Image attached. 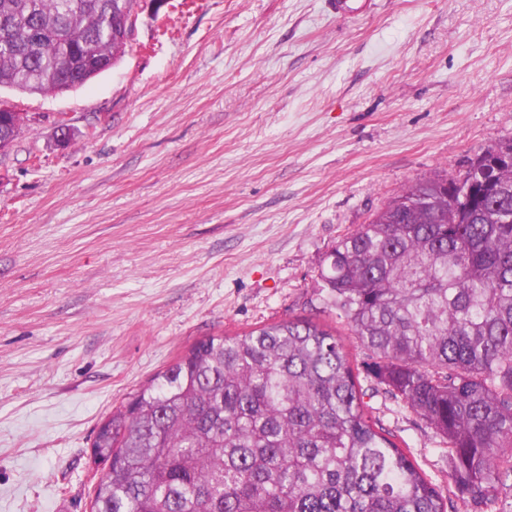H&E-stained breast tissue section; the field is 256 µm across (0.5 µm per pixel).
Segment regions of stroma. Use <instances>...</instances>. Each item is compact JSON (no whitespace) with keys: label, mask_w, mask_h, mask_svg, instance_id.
<instances>
[{"label":"stroma","mask_w":512,"mask_h":512,"mask_svg":"<svg viewBox=\"0 0 512 512\" xmlns=\"http://www.w3.org/2000/svg\"><path fill=\"white\" fill-rule=\"evenodd\" d=\"M0 152V512H90L98 425L196 340L307 318L336 242L512 141V0H167ZM71 129L68 143L59 123ZM367 411L471 512L434 429Z\"/></svg>","instance_id":"1"}]
</instances>
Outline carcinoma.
Instances as JSON below:
<instances>
[{
	"label": "carcinoma",
	"mask_w": 512,
	"mask_h": 512,
	"mask_svg": "<svg viewBox=\"0 0 512 512\" xmlns=\"http://www.w3.org/2000/svg\"><path fill=\"white\" fill-rule=\"evenodd\" d=\"M140 0H0V88L83 86ZM325 305L370 352L366 374L448 444L490 512L512 476V142L456 179L409 185L336 242ZM336 329L309 319L192 344L108 416L91 512H446L367 414Z\"/></svg>",
	"instance_id": "carcinoma-1"
}]
</instances>
